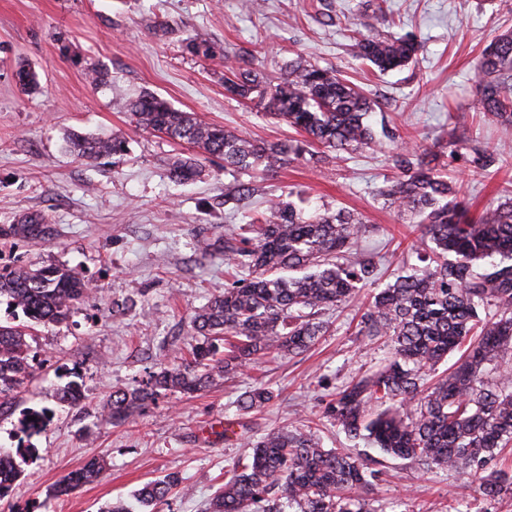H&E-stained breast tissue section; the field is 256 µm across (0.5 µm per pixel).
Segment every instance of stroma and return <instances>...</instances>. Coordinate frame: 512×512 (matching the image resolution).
<instances>
[{
    "instance_id": "1",
    "label": "stroma",
    "mask_w": 512,
    "mask_h": 512,
    "mask_svg": "<svg viewBox=\"0 0 512 512\" xmlns=\"http://www.w3.org/2000/svg\"><path fill=\"white\" fill-rule=\"evenodd\" d=\"M359 2L264 0L252 13L241 0H0V225L38 212L54 228L43 245L0 243V269L63 264L97 288L95 299L76 307L66 323L35 327L28 338L31 379L13 412L0 416V444H16L25 411L47 410L49 424L33 437L39 453L23 464L0 512H103L171 472L192 492L171 494L160 512H205L225 474L247 461L251 442L274 428L309 424L324 448L379 470L370 495L381 507L512 512V499L487 500L458 474L350 441L325 418L337 387L387 351L358 334L366 310L361 293L327 311L329 329L307 352L258 360L190 399L161 394L121 426L99 417L100 402L113 390L145 379L161 363L188 358L194 311L231 281L223 260L201 255L198 240L247 223L274 196L289 193L309 212L361 214L368 231L359 246L379 257L384 284L407 260L401 244L419 236L379 196L396 176L387 148H365L322 168L290 160L234 205L224 194L247 175L226 172L223 160L193 145L137 129L130 114L114 106L115 96L149 91L204 122L286 143L297 137L287 123L227 94L224 59L276 77L285 62L300 57L341 71L376 100L368 117L374 131L388 128L428 148L456 122L471 139L500 151L505 162L488 176L462 157L448 163L472 213L512 195V127L479 113L475 70L484 46L512 30V0H373L376 9L365 17ZM360 22L373 35L415 32L425 48L408 66L379 72L352 54ZM193 38L209 46V55L187 51ZM22 65L38 72L37 92L17 85ZM94 69L107 71L110 85L91 84ZM74 131L124 135L128 152L81 159L67 145ZM186 157L198 159L200 177L172 182L169 165ZM71 381L84 390L83 407L54 397ZM258 384L275 399L240 414L239 394ZM228 420L236 439L224 437ZM94 456L105 461L97 479L75 493L50 496L55 483Z\"/></svg>"
}]
</instances>
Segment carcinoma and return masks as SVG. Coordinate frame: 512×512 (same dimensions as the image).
I'll use <instances>...</instances> for the list:
<instances>
[{
	"mask_svg": "<svg viewBox=\"0 0 512 512\" xmlns=\"http://www.w3.org/2000/svg\"><path fill=\"white\" fill-rule=\"evenodd\" d=\"M421 48L412 34L387 38L358 31L352 39L355 56L380 71L407 65ZM475 68L481 112L512 126V31L492 39ZM224 89L285 120L304 139L258 143L151 92L116 104L131 113L136 127L192 144L238 172L265 175L305 155L326 165L342 152L377 142L367 121L374 103L330 67L292 61L271 82L261 70L226 58ZM69 143L87 161L127 150V140L115 135L74 133ZM463 154L481 174L503 162L497 150L471 143L456 126L424 154L418 147L392 148L398 175L379 195L420 226L421 237L410 246L417 263L373 293L360 322V335L385 338L388 355L376 370L338 388L325 414L352 439H367L384 454L427 469L453 470L476 483L484 497L501 499L512 495V474L498 467L512 447V200L470 217L444 173L446 158ZM200 174L191 159L171 164L170 176L178 182ZM366 231L357 215L306 213L279 196L269 216L225 231L224 246L201 241L202 254L223 251L226 269L241 277L193 317L192 330L203 341L192 359L169 361L146 379L112 391L101 404L102 419L120 425L163 391L198 394L256 359L309 350L326 331L322 311L378 284L377 263L357 246ZM51 235L39 214L0 225L1 239L31 245ZM2 296L31 323L49 325L65 322L77 305L96 297V289L64 265L29 266L0 272ZM28 331L27 325L0 323V415L29 381ZM459 349L455 366L428 382L430 371ZM55 397L73 407L84 401L75 382L58 388ZM273 399V391L254 387L240 397L238 410L247 413ZM37 452L0 445V498L20 474L17 459ZM102 467L100 459H88L51 494L74 491ZM378 477L364 460L323 448L310 426L278 429L254 443L248 461L235 466L207 512H385L366 496ZM182 484L176 473L149 482L135 494L137 506L148 512Z\"/></svg>",
	"mask_w": 512,
	"mask_h": 512,
	"instance_id": "1",
	"label": "carcinoma"
}]
</instances>
